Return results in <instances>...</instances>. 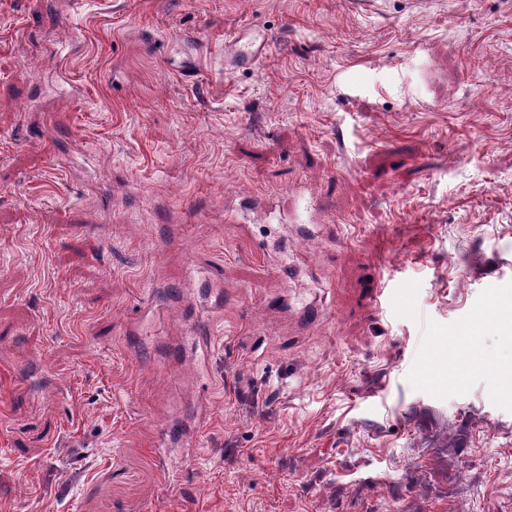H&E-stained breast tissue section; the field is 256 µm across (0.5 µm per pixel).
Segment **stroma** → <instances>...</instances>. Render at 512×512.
<instances>
[{
	"mask_svg": "<svg viewBox=\"0 0 512 512\" xmlns=\"http://www.w3.org/2000/svg\"><path fill=\"white\" fill-rule=\"evenodd\" d=\"M490 304L512 0H0V512H512ZM457 470L458 477L449 486L447 484L444 494H447L455 500L463 502L469 493L474 477L477 474V470L475 466H472L469 463H458Z\"/></svg>",
	"mask_w": 512,
	"mask_h": 512,
	"instance_id": "obj_1",
	"label": "stroma"
}]
</instances>
